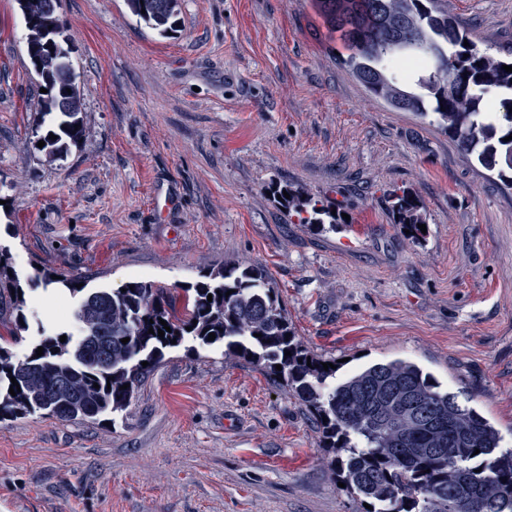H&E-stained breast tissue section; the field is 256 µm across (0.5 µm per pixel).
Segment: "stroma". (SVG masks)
<instances>
[{
  "label": "stroma",
  "mask_w": 512,
  "mask_h": 512,
  "mask_svg": "<svg viewBox=\"0 0 512 512\" xmlns=\"http://www.w3.org/2000/svg\"><path fill=\"white\" fill-rule=\"evenodd\" d=\"M487 54L512 57V0H439ZM86 136L47 163L29 144L38 77L0 0V245L88 289L152 281L171 308L224 262L263 266L296 337L343 372L410 360L468 398L512 448V189L447 132L372 96L316 0H182L161 38L124 0H60ZM290 183L344 206L319 232L274 202ZM428 224L405 237L390 196ZM26 290L23 357L50 318ZM0 512H358L312 413L223 350L167 351L114 423L0 421ZM419 199L410 191L402 190L401 194L393 193L391 197V214L394 224H399L401 230H410L406 234L412 240H420L425 237L418 228V225L426 224L425 217L421 212ZM409 221V224H406Z\"/></svg>",
  "instance_id": "obj_1"
}]
</instances>
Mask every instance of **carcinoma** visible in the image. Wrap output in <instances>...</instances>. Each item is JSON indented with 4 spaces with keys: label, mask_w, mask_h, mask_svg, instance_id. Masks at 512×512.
I'll use <instances>...</instances> for the list:
<instances>
[{
    "label": "carcinoma",
    "mask_w": 512,
    "mask_h": 512,
    "mask_svg": "<svg viewBox=\"0 0 512 512\" xmlns=\"http://www.w3.org/2000/svg\"><path fill=\"white\" fill-rule=\"evenodd\" d=\"M15 4L27 30L26 54L39 87L47 89L36 102L46 130L33 132V148L60 160L83 140L85 104L60 41L59 0ZM125 4L160 37L179 32L180 0ZM317 4L347 51L342 62L373 96L437 123L476 164L512 187V140L504 141L512 134V73L502 69L512 61L481 51L467 25L439 8L438 0ZM430 63L433 73L419 80L423 92L411 91L409 72ZM285 192L290 198L278 205L298 223L322 231L346 223L337 203L287 183L272 195ZM390 210L393 223L410 230V239L425 237L419 225L426 220L412 192L393 193ZM36 281L79 297L74 317L80 338L74 343L63 331L49 335L21 360L0 346V421L35 413L65 422L122 415L165 352L191 340L200 348L222 347L224 354L259 368L311 411L336 480L346 484L360 512H512V449L501 448V433L488 418L402 359L372 363L336 381L337 370L323 368L336 360L314 354L296 338L274 282L258 266L224 263L202 272L188 285L190 307L177 317L170 312L168 289L151 281L88 290L76 287L75 278L53 279L37 270L23 282L0 246V295L12 297L17 340L28 330L26 299L17 294ZM160 329L162 337L156 334ZM13 377L20 385L14 396Z\"/></svg>",
    "instance_id": "obj_1"
}]
</instances>
